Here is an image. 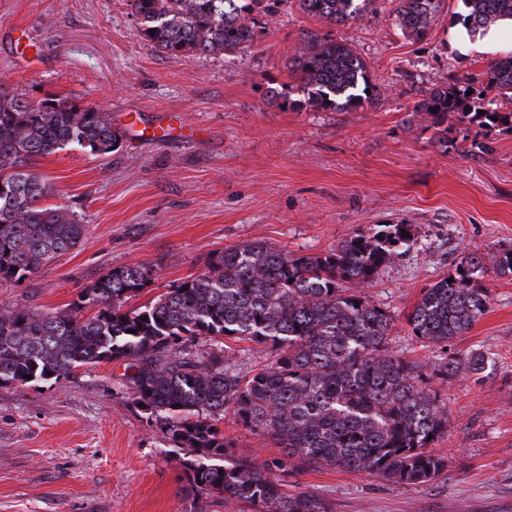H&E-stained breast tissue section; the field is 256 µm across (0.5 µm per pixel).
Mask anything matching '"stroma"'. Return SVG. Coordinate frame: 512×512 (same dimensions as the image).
Listing matches in <instances>:
<instances>
[{"instance_id": "35a3bbf8", "label": "stroma", "mask_w": 512, "mask_h": 512, "mask_svg": "<svg viewBox=\"0 0 512 512\" xmlns=\"http://www.w3.org/2000/svg\"><path fill=\"white\" fill-rule=\"evenodd\" d=\"M399 6L370 0L338 26L276 0L248 47L184 58L143 38L129 0H0V87L102 108L122 135L106 156L69 146L40 161L54 203L86 234L22 282L0 283V308L64 311L110 269L152 265L133 309L203 273L216 251L262 239L320 253L358 229L412 224L406 254L363 294L393 316L391 349L426 371L450 352L490 360L483 378L437 387L448 472L420 486L302 465L280 478L331 512H512V278L486 276L487 312L447 348L422 344L406 322L463 254L512 249V133L485 136L452 118L439 141L413 110L449 79L479 77L497 51L457 40L461 0H444L421 40L398 27ZM310 37L360 55L369 105H306L290 61ZM128 375L112 361L0 385V512H230L219 494L182 490L188 451L135 405ZM219 426L256 464L280 455L232 413Z\"/></svg>"}]
</instances>
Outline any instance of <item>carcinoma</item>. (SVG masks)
I'll use <instances>...</instances> for the list:
<instances>
[{
	"instance_id": "1",
	"label": "carcinoma",
	"mask_w": 512,
	"mask_h": 512,
	"mask_svg": "<svg viewBox=\"0 0 512 512\" xmlns=\"http://www.w3.org/2000/svg\"><path fill=\"white\" fill-rule=\"evenodd\" d=\"M296 2L302 12L332 24L361 11L354 0ZM442 2L401 0L398 26L425 37ZM263 3L131 0L143 36L175 57L249 45L253 13ZM463 4L462 22L472 31L512 20V0ZM291 70L314 107L340 101L357 109L373 89L367 66L342 40L307 41ZM485 78L478 88L466 82L436 89L414 111L426 115L438 135L450 112L487 134L512 132V112L484 98L493 92L512 101V49L489 65ZM120 138L93 106L0 91V282H21L85 234L69 208L43 205L52 187L36 170L39 160L67 146L107 155ZM412 237L411 224H381L307 255L255 240L213 254L205 272L132 310L123 304L151 286L156 272L150 265L112 268L67 311L35 313L20 303L0 309V384L59 380L84 366L127 360L135 403L193 454L183 461L187 484L251 512H329L317 496L283 489L273 469L295 464L426 484L449 467L447 456L431 450L448 431L447 405L428 385L423 365L390 350L393 316L362 296ZM491 272L512 276V250L469 253L454 274L424 288L407 315L412 334L434 345L465 335L489 307L482 281ZM92 307L94 314H82ZM223 338L265 346L275 359L242 374L229 345L212 348ZM485 369L479 351L450 354L440 383ZM226 410L272 440L282 458L260 467L241 453L231 455L233 444L218 427Z\"/></svg>"
}]
</instances>
